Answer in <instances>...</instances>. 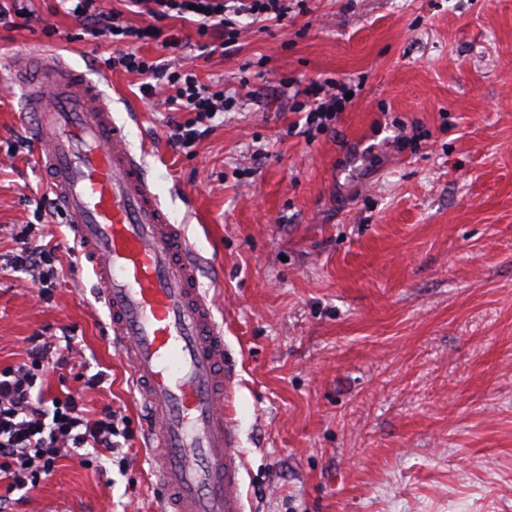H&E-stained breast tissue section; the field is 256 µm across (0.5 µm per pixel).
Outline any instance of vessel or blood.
I'll return each mask as SVG.
<instances>
[{
    "mask_svg": "<svg viewBox=\"0 0 512 512\" xmlns=\"http://www.w3.org/2000/svg\"><path fill=\"white\" fill-rule=\"evenodd\" d=\"M50 192L68 217L127 362L166 512H245L234 429L236 374L224 331L198 280L180 225L171 223L127 147L98 86L55 52L11 62Z\"/></svg>",
    "mask_w": 512,
    "mask_h": 512,
    "instance_id": "1",
    "label": "vessel or blood"
}]
</instances>
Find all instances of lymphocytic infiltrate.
Here are the masks:
<instances>
[{
    "instance_id": "lymphocytic-infiltrate-1",
    "label": "lymphocytic infiltrate",
    "mask_w": 512,
    "mask_h": 512,
    "mask_svg": "<svg viewBox=\"0 0 512 512\" xmlns=\"http://www.w3.org/2000/svg\"><path fill=\"white\" fill-rule=\"evenodd\" d=\"M99 0H71L69 14L78 15L89 34L113 43L111 67L145 76L140 90L143 95H164L165 101L178 112L190 113V120L176 123L170 139L176 148L186 149L199 137V125L212 120L228 103L223 91L203 85L192 67L169 69L168 65L146 59L137 52L140 41L151 39L165 49H178L183 40L167 27V20L185 18L191 7H199L198 35L224 32L226 15L233 12L261 18L268 15L281 20L288 15L286 0H126L146 16V26L119 23L116 12H104ZM306 93L311 105L305 122L324 127L335 122L346 107L344 87L336 82H314ZM13 264L31 268L41 287H48L57 274L53 251L31 239H23L12 256ZM56 342L53 338L34 336L29 340L27 360L17 368L0 373V482L6 489L0 494V512H18L15 494L33 490L42 478L51 476L64 453L102 449L118 455L119 467H126L127 457L119 456L121 431L112 410L90 419L75 397L61 399L49 406L44 395H33L37 373L43 370Z\"/></svg>"
}]
</instances>
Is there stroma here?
<instances>
[{
  "label": "stroma",
  "instance_id": "1",
  "mask_svg": "<svg viewBox=\"0 0 512 512\" xmlns=\"http://www.w3.org/2000/svg\"><path fill=\"white\" fill-rule=\"evenodd\" d=\"M0 26V371L30 336L76 349L43 377L91 416L119 413L129 464L58 461L20 512H160L145 416L108 311L48 188L9 65L57 45L112 115L215 296L239 388L247 512H512V0H295L287 19L233 16L236 47L181 55L232 102L187 150L172 113L110 69L112 43L78 38L57 0ZM353 96L326 129L300 127L302 91ZM54 248L46 295L10 267L20 231ZM103 373V386L87 376Z\"/></svg>",
  "mask_w": 512,
  "mask_h": 512
}]
</instances>
